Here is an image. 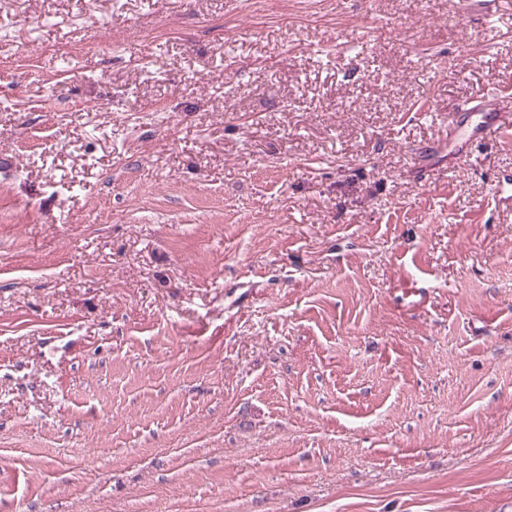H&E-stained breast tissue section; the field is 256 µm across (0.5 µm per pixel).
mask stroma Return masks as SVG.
<instances>
[{"label":"stroma","instance_id":"stroma-1","mask_svg":"<svg viewBox=\"0 0 512 512\" xmlns=\"http://www.w3.org/2000/svg\"><path fill=\"white\" fill-rule=\"evenodd\" d=\"M500 9L0 0V512H512ZM466 111L473 112L477 117L468 134V140L478 139L487 131H493L499 135L512 134V121L501 113L497 106L495 98L484 92L472 97L471 105Z\"/></svg>","mask_w":512,"mask_h":512}]
</instances>
